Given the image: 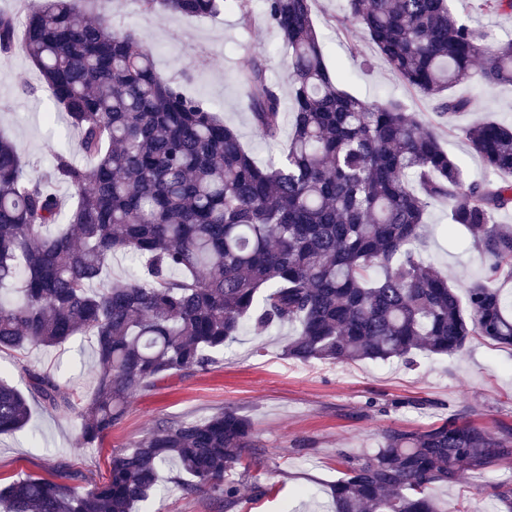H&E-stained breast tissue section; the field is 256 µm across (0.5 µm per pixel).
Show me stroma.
Listing matches in <instances>:
<instances>
[{
	"label": "stroma",
	"instance_id": "35a3bbf8",
	"mask_svg": "<svg viewBox=\"0 0 512 512\" xmlns=\"http://www.w3.org/2000/svg\"><path fill=\"white\" fill-rule=\"evenodd\" d=\"M90 7L112 26L132 30L152 45L158 72L212 104L238 131L256 162L267 163L270 152L251 124L240 82L256 55L266 57L272 81L285 79L287 55L262 19L247 26L232 11L204 20L151 14L138 0H92ZM346 9V0L312 3L325 62L342 88L369 102L400 99L418 119L433 125L470 179H483L486 169L461 130L485 118L512 124V85L484 86L472 80L457 84L454 95L468 99L469 106L447 122L436 114L432 101L408 89L368 39L340 26ZM452 124L457 127L453 134L448 131ZM0 130L22 145L29 167L40 171L56 152L76 150V132L18 50L0 54ZM447 225V203L430 208L417 251L454 286L465 287L481 277L486 259L477 249L450 239ZM289 333L286 327L259 331L244 326L210 371L174 375L134 396L122 422L93 449L80 453L72 448L77 428L73 414L30 398L31 416L24 430L0 435V483L26 475L54 479L67 474L88 489L107 477L113 450L133 445L157 420L202 419L231 406L249 417L265 463L257 483L242 485L230 512H326L330 488L343 469L338 449L371 453L390 428L423 430L451 414L492 431L512 427L511 349L474 339L458 353L423 355L411 366L370 360L302 364L283 351ZM92 363V345L83 336L54 348L0 349V375L18 387L26 385L19 373L24 364L68 380L77 399L88 396L95 385ZM511 479L512 464L502 462L463 474L459 483L438 495L459 512H495L492 487ZM257 484L264 494L254 492ZM139 512H216V504L204 492L185 496L165 476L159 493Z\"/></svg>",
	"mask_w": 512,
	"mask_h": 512
}]
</instances>
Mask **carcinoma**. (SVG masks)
<instances>
[{
	"label": "carcinoma",
	"mask_w": 512,
	"mask_h": 512,
	"mask_svg": "<svg viewBox=\"0 0 512 512\" xmlns=\"http://www.w3.org/2000/svg\"><path fill=\"white\" fill-rule=\"evenodd\" d=\"M88 0H39L18 27L0 13V53L20 49L78 131L82 164L54 155L26 170L21 146L0 133V349L94 341L95 388L73 400L50 373L22 368L50 408L75 412L83 450L124 418L131 396L168 375L207 371L245 321L292 326L288 358L309 363L401 361L452 355L476 338L512 348V128L482 121L460 129L487 175L469 180L430 127L401 101L368 103L327 68L312 0H261L288 51L293 113L288 145L260 166L210 104L164 78L132 31L93 15ZM512 15V0H475ZM149 12L197 19L226 9L246 26L252 0H139ZM340 24L360 29L390 69L437 113L468 102L465 79L512 84V39L493 41L448 0H347ZM266 63L243 73L244 103L260 140L278 141L285 102ZM58 183L77 195L64 213ZM446 201L486 258L459 296L415 251L430 207ZM121 252L141 267L107 277ZM26 395L0 378V434L29 420ZM331 488V512H459L435 495L472 470L512 459V427L491 432L459 415L426 430L392 428L379 448L352 456ZM264 465L239 409L169 422L112 454L91 489L61 479L0 486L5 512H135L168 468L187 496L207 491L231 508L241 481ZM512 512V483L493 487Z\"/></svg>",
	"instance_id": "cac0c4a2"
}]
</instances>
